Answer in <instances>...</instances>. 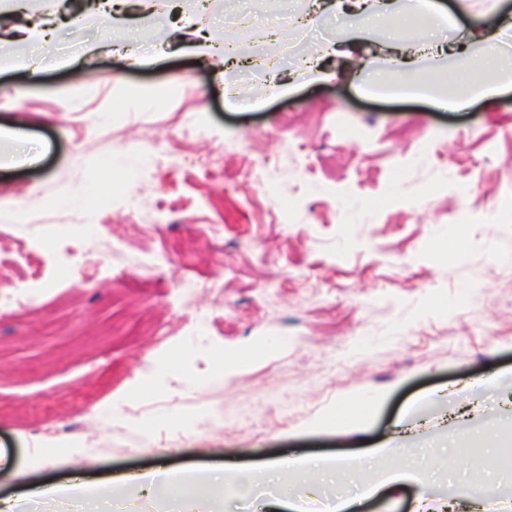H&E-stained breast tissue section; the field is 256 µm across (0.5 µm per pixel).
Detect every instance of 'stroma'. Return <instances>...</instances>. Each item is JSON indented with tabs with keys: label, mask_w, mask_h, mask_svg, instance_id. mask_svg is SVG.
Instances as JSON below:
<instances>
[{
	"label": "stroma",
	"mask_w": 512,
	"mask_h": 512,
	"mask_svg": "<svg viewBox=\"0 0 512 512\" xmlns=\"http://www.w3.org/2000/svg\"><path fill=\"white\" fill-rule=\"evenodd\" d=\"M83 2L0 0L13 28L0 49V277L36 296L27 313L0 311V498L76 474L103 486L387 443L395 460L425 456L424 483L351 512H415L418 496L475 484L512 512V89L449 112L301 69L341 32L365 57L390 29L464 42L497 0L463 12L439 0L453 21L435 26L323 15L275 42L270 0L204 12L156 0L118 22ZM34 24L56 30L35 75ZM199 28L278 61L292 91L267 95V71L225 70L218 54L200 62ZM132 30L141 66L122 53ZM87 40L98 53L68 59L64 45ZM107 162L118 178L95 209ZM82 249L96 267L66 275ZM224 357L235 367L209 381ZM383 467L337 471L331 492ZM318 483H292L297 512H323Z\"/></svg>",
	"instance_id": "35a3bbf8"
}]
</instances>
